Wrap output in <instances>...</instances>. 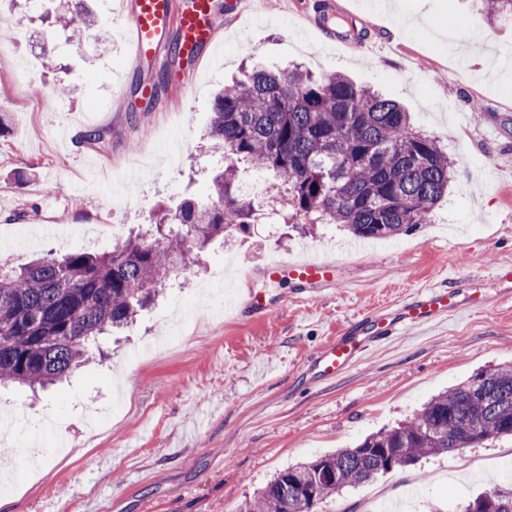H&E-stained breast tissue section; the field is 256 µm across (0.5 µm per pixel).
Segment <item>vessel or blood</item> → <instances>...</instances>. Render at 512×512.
Segmentation results:
<instances>
[{
	"label": "vessel or blood",
	"mask_w": 512,
	"mask_h": 512,
	"mask_svg": "<svg viewBox=\"0 0 512 512\" xmlns=\"http://www.w3.org/2000/svg\"><path fill=\"white\" fill-rule=\"evenodd\" d=\"M213 15L214 0H132L127 29L135 60L172 51L179 53L182 65L170 72L168 82L172 87L186 88L190 74L197 72L204 54L217 48ZM335 270V265L325 262L277 261L265 267L264 275L273 282L286 276L300 285L314 286L331 281ZM481 287L477 277L454 288L430 287L407 298L393 312L363 317L341 336L328 341L317 354L314 363L319 377L336 376L376 340L473 308Z\"/></svg>",
	"instance_id": "vessel-or-blood-1"
}]
</instances>
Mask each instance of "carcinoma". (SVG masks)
I'll return each mask as SVG.
<instances>
[{
    "label": "carcinoma",
    "mask_w": 512,
    "mask_h": 512,
    "mask_svg": "<svg viewBox=\"0 0 512 512\" xmlns=\"http://www.w3.org/2000/svg\"><path fill=\"white\" fill-rule=\"evenodd\" d=\"M483 2L489 18L512 21V0ZM55 22L75 36L108 30L85 0H67ZM212 112L207 137L227 164L205 200L159 210L152 229L108 253L0 264V384L61 381L97 337L133 321L213 240L247 234L257 212L242 194L240 163L279 182L291 212L284 220L343 224L374 240L430 223L453 178L448 153L413 128L403 106L339 73L258 66L224 86ZM492 436L512 437L511 363L437 393L395 427L276 473L240 512H316L346 487ZM460 512H512V487L495 486Z\"/></svg>",
    "instance_id": "1"
}]
</instances>
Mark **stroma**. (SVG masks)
<instances>
[{
    "label": "stroma",
    "instance_id": "stroma-1",
    "mask_svg": "<svg viewBox=\"0 0 512 512\" xmlns=\"http://www.w3.org/2000/svg\"><path fill=\"white\" fill-rule=\"evenodd\" d=\"M130 0H89L112 37L77 42L50 26L49 0H0V25L35 33L0 55V260L21 268L47 253H105L146 231L159 201L207 194L223 159L203 149L213 94L259 64H302L341 73L403 104L454 163V181L432 223L368 251L336 224L300 234L283 223L279 195L254 177L259 211L247 236L214 240L201 264L123 332L99 337L69 378L39 395L0 387V415L13 416L41 458L31 471L14 452L0 512H238L288 465L353 445L438 392L491 365L512 362V301L490 282L512 265V23L487 25L474 0H349L364 47L324 48L303 13L314 0H267L235 20L218 14L220 47L187 90L166 87L179 61L133 63ZM27 68L35 96L15 80ZM75 85L57 92L58 79ZM156 86L153 101L139 87ZM72 123L68 148L55 129ZM90 127L100 145L82 143ZM67 225L60 238L42 232ZM335 263L333 282L311 291L262 277L271 259ZM486 281L484 303L407 328L368 347L336 378L311 383L329 337L361 314L391 310L417 290L469 276ZM261 290L265 316L227 310L220 288ZM115 404L108 433L90 439L95 407ZM88 448L67 455L73 440ZM512 482V441L490 439L397 468L344 491L318 512H432Z\"/></svg>",
    "mask_w": 512,
    "mask_h": 512
}]
</instances>
